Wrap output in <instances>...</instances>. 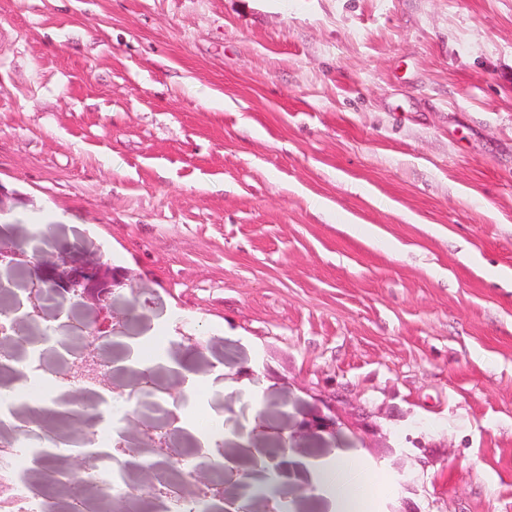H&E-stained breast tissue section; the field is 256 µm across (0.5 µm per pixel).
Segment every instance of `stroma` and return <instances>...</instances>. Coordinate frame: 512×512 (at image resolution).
<instances>
[{
    "instance_id": "1",
    "label": "stroma",
    "mask_w": 512,
    "mask_h": 512,
    "mask_svg": "<svg viewBox=\"0 0 512 512\" xmlns=\"http://www.w3.org/2000/svg\"><path fill=\"white\" fill-rule=\"evenodd\" d=\"M0 240L201 324L227 496L285 433L288 512H512V0H0ZM316 482L336 512H349L351 505L362 512L364 501L381 488L360 461L343 456L319 468Z\"/></svg>"
}]
</instances>
